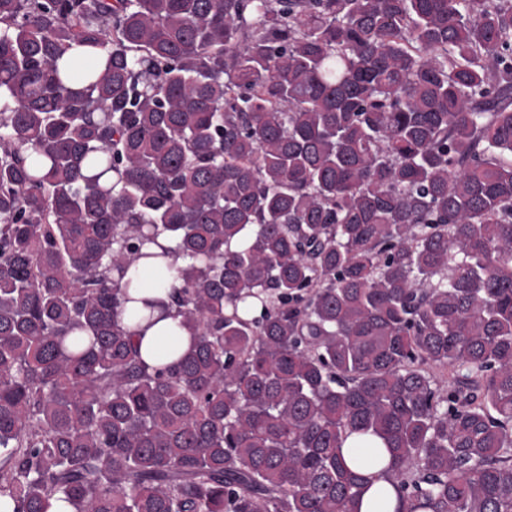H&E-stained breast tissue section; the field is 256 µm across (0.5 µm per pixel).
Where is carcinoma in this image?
Segmentation results:
<instances>
[{"label":"carcinoma","instance_id":"cac0c4a2","mask_svg":"<svg viewBox=\"0 0 512 512\" xmlns=\"http://www.w3.org/2000/svg\"><path fill=\"white\" fill-rule=\"evenodd\" d=\"M354 433L512 512V0H0V497L358 512ZM165 262L169 266V270L166 271L161 285H158L154 272L147 268L142 261L130 268L129 276L134 277L139 283L137 294L139 298L155 299L160 297L168 302L169 294L175 288L182 287V282L178 279L176 273V268L183 263L182 259L171 254ZM141 310L140 319L128 320V313L123 314L124 322L127 323L134 333V338L139 344L142 358L150 365L168 363L185 353L190 345L189 336L178 327V318L173 316L165 317L164 311L145 309L141 303L137 304ZM177 343L178 349L175 354H168L170 345Z\"/></svg>","mask_w":512,"mask_h":512}]
</instances>
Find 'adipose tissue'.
I'll use <instances>...</instances> for the list:
<instances>
[{"label": "adipose tissue", "mask_w": 512, "mask_h": 512, "mask_svg": "<svg viewBox=\"0 0 512 512\" xmlns=\"http://www.w3.org/2000/svg\"><path fill=\"white\" fill-rule=\"evenodd\" d=\"M168 269L163 279H156L153 271L144 264L131 267L130 274L139 284V297L154 299L168 298L181 282L177 277L176 269L181 261L176 257L166 260ZM130 327L134 338L139 345L143 359L151 365L171 362L170 347H177L179 352H186L190 345L189 336L180 330L175 317L165 315L164 311L142 310L138 319L132 320ZM348 466L361 474L373 476V487L367 490L362 498L360 512H372L374 497L377 490H384L386 497V512H397L399 503L396 499L392 477L390 473L381 472L368 455L357 457L347 456Z\"/></svg>", "instance_id": "ef3b65f1"}]
</instances>
